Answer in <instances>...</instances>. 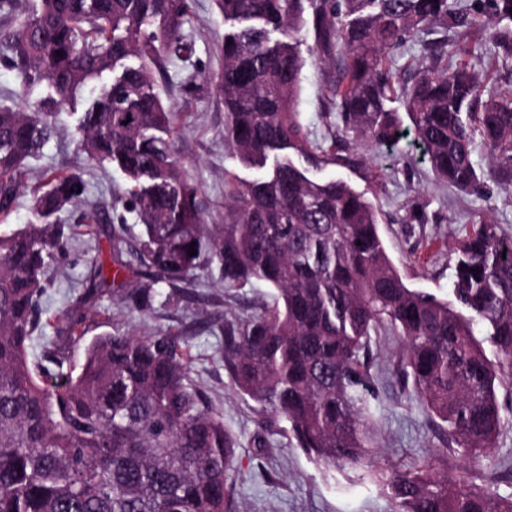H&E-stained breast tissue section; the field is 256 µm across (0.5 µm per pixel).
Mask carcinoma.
Wrapping results in <instances>:
<instances>
[{"mask_svg": "<svg viewBox=\"0 0 512 512\" xmlns=\"http://www.w3.org/2000/svg\"><path fill=\"white\" fill-rule=\"evenodd\" d=\"M0 0L14 20L0 32V62L23 88L47 84L37 111L0 107V215L13 210L21 175L53 132L56 110L81 105L77 146L120 171L140 231L149 283L129 300L175 301L204 263L226 288L274 290L245 317L224 318L231 389L288 423L296 447L331 470H359L390 490L393 512H512V498L472 490L428 456L405 470L376 468L371 422L374 336H396L394 376L438 429L474 462L489 455L503 418L497 386L512 377V236L484 219L454 257L448 303L409 287L389 257L374 203L347 182L314 172L353 161L348 145L324 150L299 119L306 64L336 55L330 88L342 130L365 146L395 144L403 102L433 177L463 193L491 181L512 188V89L423 40L428 60L397 85L390 55L421 32L468 30L476 18L448 0H215L224 21V140L264 170L224 180L222 224H207L174 151L175 113L160 84L188 52V0ZM498 55L512 58V0H486ZM232 44H227V41ZM61 55H56V52ZM109 82L94 85L103 74ZM487 167L473 160L476 142ZM76 175L47 177L33 220L0 235V512H232L228 477L237 443L192 384L179 337L116 329L85 345L79 372L48 348L56 373L29 359L45 267L67 249L57 215L76 206ZM129 225L112 227L114 275L126 268ZM194 247L196 254H188ZM70 312L63 332L82 337ZM495 349L489 357L484 343Z\"/></svg>", "mask_w": 512, "mask_h": 512, "instance_id": "obj_1", "label": "carcinoma"}]
</instances>
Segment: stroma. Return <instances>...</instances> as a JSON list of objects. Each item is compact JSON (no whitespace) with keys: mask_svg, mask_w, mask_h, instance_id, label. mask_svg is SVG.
Here are the masks:
<instances>
[{"mask_svg":"<svg viewBox=\"0 0 512 512\" xmlns=\"http://www.w3.org/2000/svg\"><path fill=\"white\" fill-rule=\"evenodd\" d=\"M226 26L213 0H189L182 36L193 45L188 60L169 69L170 85L162 95L176 114V151L198 188L205 219L224 221V175L257 178L224 141V105L214 90V75L222 67L219 46ZM336 78L334 61H309L302 74L298 109L312 140L332 148L339 139L336 107L329 88ZM50 92L47 85L21 92L16 72L0 64V106L27 110ZM79 109L57 110L54 132L41 153L32 159L23 178L15 208L0 220V234L24 227L30 220V199L48 174L77 175L85 183L81 204L60 215L73 236L65 254L54 260L39 300L41 328L29 346L31 359L43 358L47 342H55L68 366L83 360L82 342L61 336V315L79 309L87 336L119 328L137 335L183 337L191 354L190 381L202 387L211 407L223 415L225 426L239 447L229 478L231 494L239 512H391L392 503L375 479L354 470L329 472L296 448L287 425L272 421L248 397L234 393L224 369V319L246 316L255 306L270 301L263 285L224 288L216 266L197 269L194 289L177 304L155 298L151 308L128 307L124 290L145 283L147 274L135 260H128L122 283H99L93 270L103 265L112 270V226L119 219L135 224L123 194L124 176L111 167L90 160L77 149L74 132ZM360 160L351 167L331 166L323 177L350 183L375 204L387 252L407 285L448 300L452 297L449 259L459 241L483 218H491L512 235V191L488 184L485 195H469L436 183L424 161L414 133L401 136L392 146L371 150L354 147ZM400 349L392 336L376 337L380 372L375 384L371 413L380 444L382 466L406 468L414 458L430 455L447 464L449 474L466 466L455 447L436 435L410 393L401 391L385 371ZM503 427L489 461L471 475L474 486L501 495H512V393L499 389ZM265 438L266 451L257 448Z\"/></svg>","mask_w":512,"mask_h":512,"instance_id":"obj_1","label":"stroma"}]
</instances>
